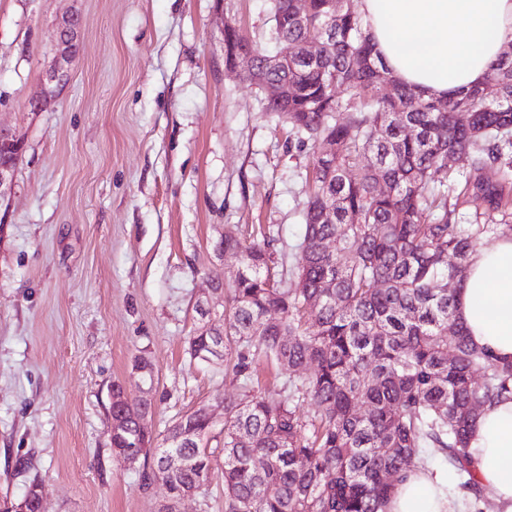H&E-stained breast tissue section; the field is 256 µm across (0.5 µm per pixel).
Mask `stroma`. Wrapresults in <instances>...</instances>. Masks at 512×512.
<instances>
[{
    "mask_svg": "<svg viewBox=\"0 0 512 512\" xmlns=\"http://www.w3.org/2000/svg\"><path fill=\"white\" fill-rule=\"evenodd\" d=\"M79 13V49L46 110L28 101ZM267 41L269 0H0V126L25 151L0 204V501L38 482L44 512H158L168 493L112 455V385L154 368L149 422L165 430L240 393L233 363L190 362L194 308L222 311L212 273L238 266L225 233L275 240L292 279L305 174L255 85L225 66L224 23ZM180 512H224L223 452Z\"/></svg>",
    "mask_w": 512,
    "mask_h": 512,
    "instance_id": "stroma-1",
    "label": "stroma"
}]
</instances>
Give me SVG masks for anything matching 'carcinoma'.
I'll list each match as a JSON object with an SVG mask.
<instances>
[{
    "label": "carcinoma",
    "instance_id": "cac0c4a2",
    "mask_svg": "<svg viewBox=\"0 0 512 512\" xmlns=\"http://www.w3.org/2000/svg\"><path fill=\"white\" fill-rule=\"evenodd\" d=\"M292 2L271 0L266 45L227 22L224 30L253 47L256 65L244 76L266 111L300 143L331 149L306 174L294 279L273 277L268 237L247 244L224 235L238 272L224 290L222 323L198 324L187 353L198 363L236 360L241 393L224 401L219 429L197 408L154 436L141 427L153 403L116 382L112 416L124 425L112 454L151 460L144 484L161 481L174 503L208 485L210 442L221 436L224 512H387L396 486L438 448L457 477L438 496L477 501L484 485L469 433L485 407L512 400V363L466 336L448 280L463 279L481 240L512 235L502 193L512 180V54L489 72L497 98L478 87L425 99L378 61L352 0H310L300 17ZM308 41L321 44L314 60L298 53ZM283 82L300 93L269 97L267 86ZM450 151L470 158L469 173L448 167ZM493 165L498 183L479 176ZM459 189L487 202L488 223L451 222ZM326 239L336 252L321 248ZM259 359L288 373L284 390H254ZM305 404L312 413H301Z\"/></svg>",
    "mask_w": 512,
    "mask_h": 512
}]
</instances>
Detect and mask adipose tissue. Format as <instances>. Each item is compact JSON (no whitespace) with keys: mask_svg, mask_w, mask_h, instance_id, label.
<instances>
[{"mask_svg":"<svg viewBox=\"0 0 512 512\" xmlns=\"http://www.w3.org/2000/svg\"><path fill=\"white\" fill-rule=\"evenodd\" d=\"M379 59L424 97L448 98L482 85L512 43V0H360ZM470 340L512 361V235L478 248L456 296ZM483 485L512 512V401L487 407L470 434ZM430 475L398 485L389 512H455L438 507Z\"/></svg>","mask_w":512,"mask_h":512,"instance_id":"1","label":"adipose tissue"}]
</instances>
